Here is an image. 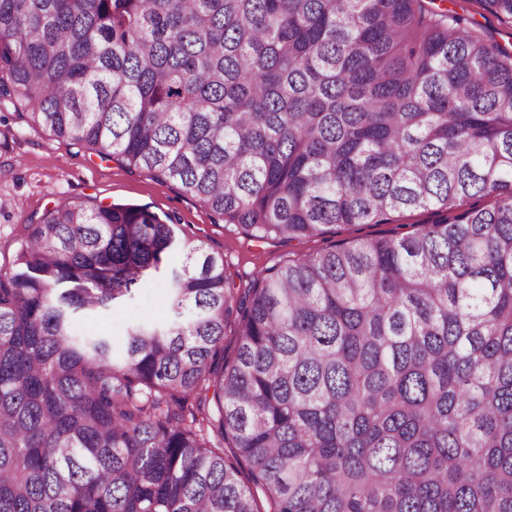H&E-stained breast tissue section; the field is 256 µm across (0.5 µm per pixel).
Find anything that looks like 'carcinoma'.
I'll return each instance as SVG.
<instances>
[{
	"mask_svg": "<svg viewBox=\"0 0 512 512\" xmlns=\"http://www.w3.org/2000/svg\"><path fill=\"white\" fill-rule=\"evenodd\" d=\"M2 98L257 239L445 218L242 289L142 206L22 225L0 512H512L511 51L435 0H0ZM166 272L170 319L89 329Z\"/></svg>",
	"mask_w": 512,
	"mask_h": 512,
	"instance_id": "cac0c4a2",
	"label": "carcinoma"
}]
</instances>
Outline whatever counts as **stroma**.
<instances>
[{"label":"stroma","instance_id":"obj_1","mask_svg":"<svg viewBox=\"0 0 512 512\" xmlns=\"http://www.w3.org/2000/svg\"><path fill=\"white\" fill-rule=\"evenodd\" d=\"M455 8L468 17L471 29L512 50V24L500 20L478 0H456ZM63 203L132 204L172 216L186 232L206 240L223 256L226 275L239 288L246 287L259 269L320 251L331 240L388 237L436 220L433 211L418 210L395 215L390 224L340 225L330 237L253 239L234 226L214 221L208 209L185 195L178 184L161 182L148 172L131 171L118 161L79 151L48 129L30 123L22 107L0 101V257L14 252L18 225L38 219L47 209ZM169 314L166 288L157 280L137 289L127 306L108 312L100 324L119 340L129 323L161 321Z\"/></svg>","mask_w":512,"mask_h":512}]
</instances>
